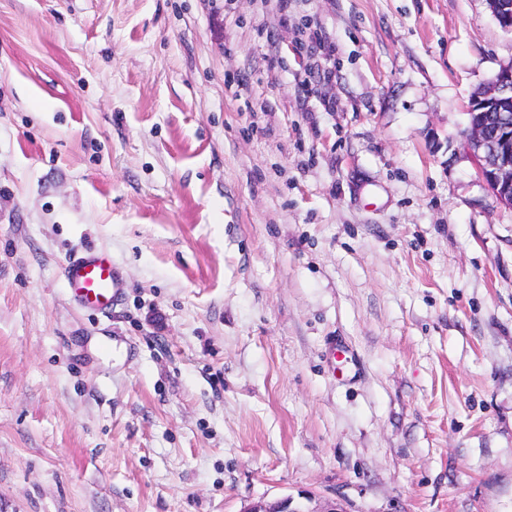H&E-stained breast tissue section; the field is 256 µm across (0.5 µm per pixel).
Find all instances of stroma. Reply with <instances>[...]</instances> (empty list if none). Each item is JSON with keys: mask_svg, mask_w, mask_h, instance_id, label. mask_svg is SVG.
Segmentation results:
<instances>
[{"mask_svg": "<svg viewBox=\"0 0 512 512\" xmlns=\"http://www.w3.org/2000/svg\"><path fill=\"white\" fill-rule=\"evenodd\" d=\"M510 63L486 0H0V512H512ZM485 113L484 123L479 119ZM511 111V112H510ZM469 125L464 131L467 146L477 161L479 175L499 203L512 207V63L502 67L471 97ZM64 276L72 298L91 309H106L120 294L123 281L105 250L74 255L65 265ZM243 512H346V510L338 507L336 503H325L324 505L312 508L306 507L304 504L296 502L293 497L286 496L272 502H256Z\"/></svg>", "mask_w": 512, "mask_h": 512, "instance_id": "35a3bbf8", "label": "stroma"}]
</instances>
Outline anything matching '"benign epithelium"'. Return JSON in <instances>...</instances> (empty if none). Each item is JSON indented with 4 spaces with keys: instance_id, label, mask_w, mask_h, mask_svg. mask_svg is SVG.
<instances>
[{
    "instance_id": "benign-epithelium-1",
    "label": "benign epithelium",
    "mask_w": 512,
    "mask_h": 512,
    "mask_svg": "<svg viewBox=\"0 0 512 512\" xmlns=\"http://www.w3.org/2000/svg\"><path fill=\"white\" fill-rule=\"evenodd\" d=\"M506 31L512 32V0H487ZM498 112L499 123L491 132L479 119L482 111ZM469 125L464 131L467 146L477 161L479 175L499 203L512 207V63L502 67L471 97ZM244 512H346L335 504L309 508L291 496L272 502H256Z\"/></svg>"
}]
</instances>
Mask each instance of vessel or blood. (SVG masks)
Returning <instances> with one entry per match:
<instances>
[{
    "label": "vessel or blood",
    "mask_w": 512,
    "mask_h": 512,
    "mask_svg": "<svg viewBox=\"0 0 512 512\" xmlns=\"http://www.w3.org/2000/svg\"><path fill=\"white\" fill-rule=\"evenodd\" d=\"M72 298L83 306L102 310L118 297L123 281L108 251L74 255L64 268Z\"/></svg>",
    "instance_id": "b4317fda"
}]
</instances>
